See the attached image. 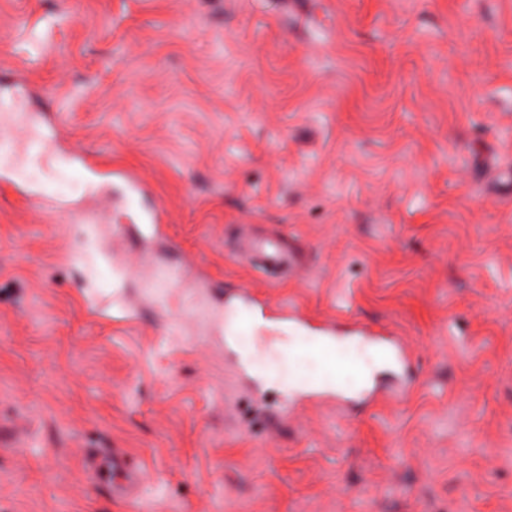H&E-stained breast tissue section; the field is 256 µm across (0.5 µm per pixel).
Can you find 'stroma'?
I'll return each mask as SVG.
<instances>
[{
  "instance_id": "obj_1",
  "label": "stroma",
  "mask_w": 512,
  "mask_h": 512,
  "mask_svg": "<svg viewBox=\"0 0 512 512\" xmlns=\"http://www.w3.org/2000/svg\"><path fill=\"white\" fill-rule=\"evenodd\" d=\"M2 65L27 94L0 159V512H512V0H0ZM44 89L81 177L26 152ZM275 234L297 275L242 259ZM238 285L389 326L427 387L229 423L232 359L269 402L374 363L302 329L273 357L225 341ZM114 448L134 498L87 465ZM110 456L112 458V493L117 489L125 496L135 494L142 481L140 468L130 467L124 449L114 448L110 451ZM114 479L119 481L114 484Z\"/></svg>"
}]
</instances>
